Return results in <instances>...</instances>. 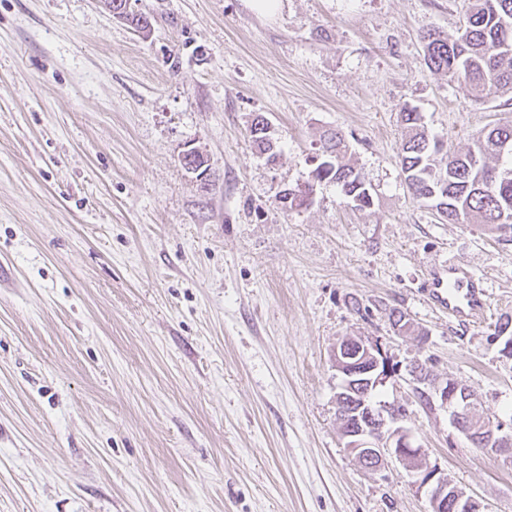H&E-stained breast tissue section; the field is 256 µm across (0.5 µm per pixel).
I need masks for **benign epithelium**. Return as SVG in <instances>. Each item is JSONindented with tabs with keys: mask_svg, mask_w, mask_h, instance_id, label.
Returning <instances> with one entry per match:
<instances>
[{
	"mask_svg": "<svg viewBox=\"0 0 512 512\" xmlns=\"http://www.w3.org/2000/svg\"><path fill=\"white\" fill-rule=\"evenodd\" d=\"M336 371L341 376L336 406L345 448L358 461L376 472L385 469L390 457L405 465L414 485L426 490L429 512H487V508L465 491L448 483L438 465L427 462V454L412 429L403 425L407 417L404 405L386 403L375 406L362 393L368 384L379 386L401 376L411 378L412 393L429 398L431 408H445L459 431L481 448L504 453L512 461V430L477 413V402L458 380L439 382L431 378L419 361L404 368L391 362L378 341L363 338L344 339L333 349Z\"/></svg>",
	"mask_w": 512,
	"mask_h": 512,
	"instance_id": "7a95c632",
	"label": "benign epithelium"
}]
</instances>
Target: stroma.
<instances>
[{
    "label": "stroma",
    "instance_id": "obj_1",
    "mask_svg": "<svg viewBox=\"0 0 512 512\" xmlns=\"http://www.w3.org/2000/svg\"><path fill=\"white\" fill-rule=\"evenodd\" d=\"M469 0H0V512H427L405 467L344 446L332 351L380 340L428 360L512 420V244L440 220L400 166L402 107L455 153L512 120L424 62ZM278 152L252 142L256 114ZM373 195L359 210L309 182L324 134ZM203 153L210 186L180 164ZM488 285L463 328L426 300L427 271ZM398 310L411 324L399 333ZM448 480L512 512V464L477 447L404 380L383 389Z\"/></svg>",
    "mask_w": 512,
    "mask_h": 512
}]
</instances>
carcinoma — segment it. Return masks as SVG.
I'll use <instances>...</instances> for the list:
<instances>
[{
  "label": "carcinoma",
  "instance_id": "1",
  "mask_svg": "<svg viewBox=\"0 0 512 512\" xmlns=\"http://www.w3.org/2000/svg\"><path fill=\"white\" fill-rule=\"evenodd\" d=\"M512 22V0H470L461 34L451 39L429 28L421 36L424 60L433 71L449 80L469 85L484 96L512 92V33L504 34L501 20ZM407 136L401 155L405 183L413 196L431 203L441 219L455 224H489L512 229V166L491 167L490 156L501 158L499 146L512 145V123L496 125L476 141L474 149L457 155L430 139L421 125L419 113L407 107L401 112ZM259 114L250 133L254 141L276 159L272 144L256 133L265 123ZM346 145L334 135L325 139L320 162L312 179L336 184L341 193L360 210L373 204V197L361 173L344 162ZM305 189L286 188L279 196L286 209L305 205Z\"/></svg>",
  "mask_w": 512,
  "mask_h": 512
}]
</instances>
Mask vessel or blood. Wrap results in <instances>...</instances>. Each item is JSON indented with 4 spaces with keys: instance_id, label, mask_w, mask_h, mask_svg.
<instances>
[{
    "instance_id": "vessel-or-blood-1",
    "label": "vessel or blood",
    "mask_w": 512,
    "mask_h": 512,
    "mask_svg": "<svg viewBox=\"0 0 512 512\" xmlns=\"http://www.w3.org/2000/svg\"><path fill=\"white\" fill-rule=\"evenodd\" d=\"M423 286L429 302L448 312L459 325L480 321L487 311L486 283L463 263L435 266L428 272Z\"/></svg>"
}]
</instances>
